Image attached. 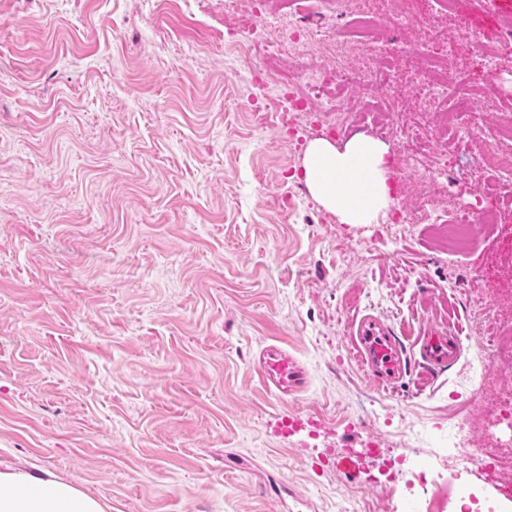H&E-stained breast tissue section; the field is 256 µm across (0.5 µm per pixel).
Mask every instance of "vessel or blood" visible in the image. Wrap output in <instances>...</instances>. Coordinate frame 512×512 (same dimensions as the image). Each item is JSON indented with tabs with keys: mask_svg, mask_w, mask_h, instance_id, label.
<instances>
[{
	"mask_svg": "<svg viewBox=\"0 0 512 512\" xmlns=\"http://www.w3.org/2000/svg\"><path fill=\"white\" fill-rule=\"evenodd\" d=\"M355 342L358 356L379 384L394 387L407 373V355L391 327L379 318L365 315L356 324ZM462 340L456 327L429 325L418 341L420 365L418 389L431 384L435 373L451 367L458 359ZM252 368L261 382L276 396L303 391L307 373L301 364L282 347H265Z\"/></svg>",
	"mask_w": 512,
	"mask_h": 512,
	"instance_id": "vessel-or-blood-1",
	"label": "vessel or blood"
}]
</instances>
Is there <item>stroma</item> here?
<instances>
[{
	"label": "stroma",
	"mask_w": 512,
	"mask_h": 512,
	"mask_svg": "<svg viewBox=\"0 0 512 512\" xmlns=\"http://www.w3.org/2000/svg\"><path fill=\"white\" fill-rule=\"evenodd\" d=\"M289 0H0V462L46 471L104 512H402L415 496L454 512L452 488L505 499L481 466L507 400L497 366L466 362L425 390L380 391L354 355L350 318L391 325L416 357L429 323L468 330L470 305L512 330V182L501 223L448 253L439 225L347 224L300 176L312 133L290 135L251 83L284 71L251 36L287 26ZM512 0H461L442 31L466 73L499 54L488 122L449 143L457 168L512 112ZM307 389L272 398L251 363L267 343ZM473 427L444 472L429 465L458 402ZM316 433L275 434V414ZM373 444L358 478L316 458Z\"/></svg>",
	"instance_id": "obj_1"
}]
</instances>
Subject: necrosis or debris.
I'll use <instances>...</instances> for the list:
<instances>
[{
  "instance_id": "necrosis-or-debris-1",
  "label": "necrosis or debris",
  "mask_w": 512,
  "mask_h": 512,
  "mask_svg": "<svg viewBox=\"0 0 512 512\" xmlns=\"http://www.w3.org/2000/svg\"><path fill=\"white\" fill-rule=\"evenodd\" d=\"M328 2L291 0L295 26L288 31L271 29L265 33L264 41L275 55L297 61L288 73L268 71L261 77V84L273 89L269 97L271 110L279 113L290 129H297L303 122L308 129L330 136L348 123L350 115L347 110L324 102L327 86L347 88L363 100L379 96L384 110L393 116L392 130L402 164L423 175L413 209H398L392 214L391 223L409 224L421 219L431 224L454 225L458 234L451 248L465 249L471 243L473 226L496 223L502 211L500 197L489 183L495 178L512 180V113L499 115L495 137L473 162L471 173L483 186L474 204L445 216L437 214L430 207L432 199L447 193L454 181L448 160L449 138L462 136L483 123L481 112L469 105L476 93L474 83L454 66L452 55L442 51L441 34H434L423 43L407 36L384 38V31L395 23L391 12L362 15L352 10L346 15L345 23L353 35L368 43L373 62L369 68H350L348 44L333 40L322 30ZM393 57L419 62L424 75L418 91L421 108H406V91L389 63ZM495 362L508 364L503 380L512 390V347H502L497 338L470 352V385L480 383L486 367Z\"/></svg>"
}]
</instances>
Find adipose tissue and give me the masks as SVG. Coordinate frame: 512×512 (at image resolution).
<instances>
[{
    "label": "adipose tissue",
    "instance_id": "obj_1",
    "mask_svg": "<svg viewBox=\"0 0 512 512\" xmlns=\"http://www.w3.org/2000/svg\"><path fill=\"white\" fill-rule=\"evenodd\" d=\"M385 144L358 135L344 147L312 142L303 174L312 195L348 224H370L389 202ZM0 512H103L99 501L51 475L0 470Z\"/></svg>",
    "mask_w": 512,
    "mask_h": 512
}]
</instances>
